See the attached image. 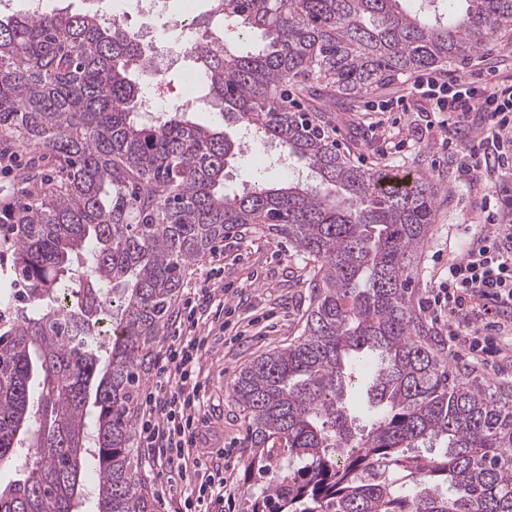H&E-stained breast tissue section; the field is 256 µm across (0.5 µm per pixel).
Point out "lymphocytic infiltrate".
<instances>
[{"instance_id":"lymphocytic-infiltrate-1","label":"lymphocytic infiltrate","mask_w":512,"mask_h":512,"mask_svg":"<svg viewBox=\"0 0 512 512\" xmlns=\"http://www.w3.org/2000/svg\"><path fill=\"white\" fill-rule=\"evenodd\" d=\"M412 91L437 101L447 113L448 155L460 158L459 179L512 175V85L438 81L418 77ZM479 114L487 137L469 136L467 120ZM492 304L497 315L512 309V233L481 235L462 258L449 263L428 299V306L448 314V336L468 353L486 352L481 330H496L495 320L475 327L479 303ZM223 300L203 286L189 291L179 308L172 336L159 352L150 388L140 405L139 438L150 468L166 477L165 495L176 512H224V463L198 455L205 399L202 356L208 345L204 316Z\"/></svg>"}]
</instances>
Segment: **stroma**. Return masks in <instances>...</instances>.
I'll return each mask as SVG.
<instances>
[{
	"instance_id": "1",
	"label": "stroma",
	"mask_w": 512,
	"mask_h": 512,
	"mask_svg": "<svg viewBox=\"0 0 512 512\" xmlns=\"http://www.w3.org/2000/svg\"><path fill=\"white\" fill-rule=\"evenodd\" d=\"M495 69L496 81L512 82V30L499 33L493 45L465 61L448 65V72L471 79ZM410 75L396 76L377 90L355 99L340 96L336 89L321 87L297 94L301 109L319 113L336 146L352 163L372 168L425 173L440 185L435 221L417 254L410 272L407 296L417 318L418 331L429 346L449 363L453 372L480 378L493 389L512 391V330H501L496 340L503 352L477 362L458 357L448 337L447 319H435L426 299L435 288L438 272L462 253L470 236L483 231L480 202L487 185L468 184L456 177L443 145L445 131L435 117L432 98L412 93ZM384 128H375L377 119ZM394 140H415L411 152L386 153L383 131ZM281 150L257 143L239 155L224 172V189L233 193L255 181L309 180L303 162L279 163ZM224 254L218 263L199 259L189 270L185 288L211 280L222 289L228 321L239 324L243 337L225 332L217 337L202 358L206 385L201 453L225 449L234 456L226 477L235 496V512L246 510L244 461L247 456V422L233 397L232 384L249 362L269 349L287 345L300 336L304 315L311 302V263L287 238L269 234L250 224L226 233L215 243Z\"/></svg>"
}]
</instances>
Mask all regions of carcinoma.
Listing matches in <instances>:
<instances>
[{"label":"carcinoma","instance_id":"carcinoma-1","mask_svg":"<svg viewBox=\"0 0 512 512\" xmlns=\"http://www.w3.org/2000/svg\"><path fill=\"white\" fill-rule=\"evenodd\" d=\"M214 0L189 58L221 115L319 176L224 191L241 143L177 108L138 112L154 50L101 11L0 15V150L49 149L22 173L30 202L0 271L27 315L0 316V512H154L134 472L136 405L187 271L226 230L260 224L317 263L300 336L233 382L248 423L246 512H512V395L459 380L416 339L409 268L439 185L384 187L290 83L348 97L438 68L512 29V0ZM224 14V27L213 24ZM112 324L97 340L96 324ZM367 360L366 406L349 393ZM99 472L85 488L88 462Z\"/></svg>","mask_w":512,"mask_h":512}]
</instances>
